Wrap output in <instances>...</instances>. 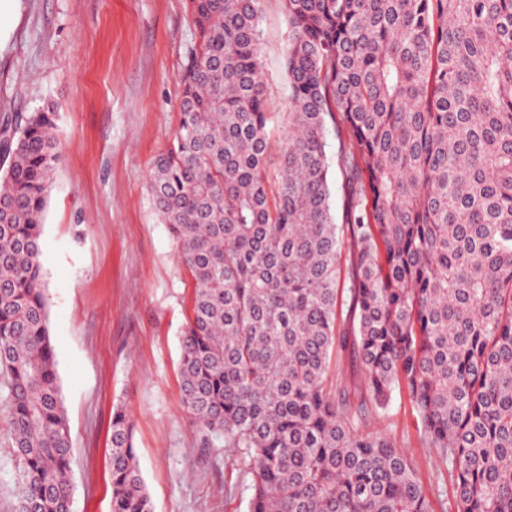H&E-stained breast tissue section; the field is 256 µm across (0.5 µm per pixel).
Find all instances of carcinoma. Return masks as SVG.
Listing matches in <instances>:
<instances>
[{
  "label": "carcinoma",
  "mask_w": 512,
  "mask_h": 512,
  "mask_svg": "<svg viewBox=\"0 0 512 512\" xmlns=\"http://www.w3.org/2000/svg\"><path fill=\"white\" fill-rule=\"evenodd\" d=\"M291 112L269 182L262 0H190L197 43L149 193L195 282L184 408L251 477L249 512H432L412 464L361 429L406 387L454 512H512V0H282ZM348 142V315L327 120ZM0 370L18 512H71L40 262L51 108L0 126ZM353 346L359 399L326 386ZM112 415V512H153Z\"/></svg>",
  "instance_id": "obj_1"
}]
</instances>
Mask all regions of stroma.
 I'll use <instances>...</instances> for the list:
<instances>
[{
  "mask_svg": "<svg viewBox=\"0 0 512 512\" xmlns=\"http://www.w3.org/2000/svg\"><path fill=\"white\" fill-rule=\"evenodd\" d=\"M0 123L54 105L62 161L44 215L50 339L73 446L72 512H111L112 412L134 427L154 512H248V477L205 448L183 407L180 340L194 281L147 184L177 131L179 75L195 44L189 0H19L0 10ZM269 109L284 123L288 30L263 0ZM412 463L433 512L444 467L405 390L372 416ZM0 388V512H16L18 461Z\"/></svg>",
  "mask_w": 512,
  "mask_h": 512,
  "instance_id": "1",
  "label": "stroma"
}]
</instances>
